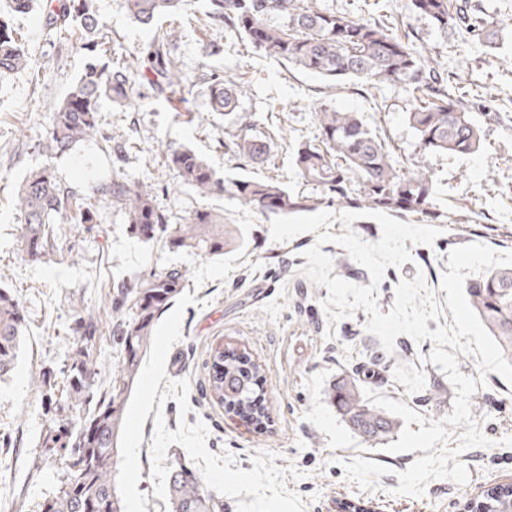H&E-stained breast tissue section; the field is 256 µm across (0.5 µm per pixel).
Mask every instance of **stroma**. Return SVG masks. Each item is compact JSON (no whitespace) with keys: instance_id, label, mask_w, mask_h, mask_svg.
Here are the masks:
<instances>
[{"instance_id":"35a3bbf8","label":"stroma","mask_w":512,"mask_h":512,"mask_svg":"<svg viewBox=\"0 0 512 512\" xmlns=\"http://www.w3.org/2000/svg\"><path fill=\"white\" fill-rule=\"evenodd\" d=\"M466 2L471 10L508 20L494 46L459 27L440 30L412 22L406 0H392V10L399 30H410L414 45L443 73L462 110L477 120L483 113H498V121L484 123L482 145L469 155L429 153L419 147L405 121L414 98L404 87L376 90L348 79L328 81L261 57L246 39L204 20L205 0H191L189 17L163 18L154 26L131 19L125 0H95L117 54L138 53L156 29L168 30L173 55L197 83L182 103L152 89L145 77H135L124 104L103 103L102 137L80 141L69 153L51 154L40 144L52 113L92 55L79 36L47 26L41 9L11 14L38 66L0 80V287L23 302L28 322L16 367L0 381V432L11 433L14 440L13 447H0V512H41L43 501L59 486V467L38 465V442L46 428L41 380L47 372L60 371L76 346L71 302L81 298L98 310L94 357L102 374H116L120 354L111 342L107 288L120 276L171 268L187 271L184 289L195 302L185 308L182 338L166 359L168 379L190 381V410L180 413L177 402L167 400L162 412L168 430H177L183 421H203L208 449L231 454L236 467L246 471L252 470L258 454H273L285 487L302 498L305 512H344L345 504L357 500L368 512H461L467 499L488 487L512 483V447L502 443L512 436V386L497 373H480L476 359L461 354L460 372L485 380L471 397V412L489 444L460 455L468 469L464 484L435 479L423 495L398 493L399 473L420 458V451L390 452L384 445L363 442L341 419L328 392L337 379L371 367L380 372L372 391L406 403L426 419H444L453 411L455 392L439 366L428 360L433 342L401 335L394 351L386 352L366 331L369 316L361 309L329 325L321 305L327 288L300 272L316 234L274 242L269 219L224 196L200 197L166 164L168 149L188 148L217 176L273 177L299 190L303 184L295 174L293 148L298 141L316 138L315 109L327 103L360 113L395 146L401 162L430 175L437 208L457 218L445 225L433 245H411L410 262L386 268L378 305L389 312L399 281L419 274L437 301H444L440 283L452 249L482 243L497 253H512V0ZM214 75L247 82L240 105L261 115L259 132H267L272 123H285L288 137L273 146L267 165L240 169L225 153L232 127L211 108ZM116 165L128 178L154 187L156 203L170 223H184L198 209H220L237 242L223 256L209 257L138 239L124 213L92 193ZM44 167L54 171L62 186L87 195L95 218L89 224L59 221L52 249L32 261L22 242L24 218L15 198L26 175ZM330 327L335 330L331 340L325 337ZM228 346L245 350L263 368L273 421L267 430H255L227 414L210 395L212 355ZM154 426V416H147L137 489L147 497L146 512H166V501L154 495L151 474Z\"/></svg>"}]
</instances>
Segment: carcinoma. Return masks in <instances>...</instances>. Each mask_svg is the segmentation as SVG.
Masks as SVG:
<instances>
[{
	"instance_id": "cac0c4a2",
	"label": "carcinoma",
	"mask_w": 512,
	"mask_h": 512,
	"mask_svg": "<svg viewBox=\"0 0 512 512\" xmlns=\"http://www.w3.org/2000/svg\"><path fill=\"white\" fill-rule=\"evenodd\" d=\"M186 0H126L131 18L151 25L178 12ZM411 18L440 29L462 24L466 32L490 41L494 25L477 13L469 15L452 0H408ZM212 24L246 37L252 48L286 66L319 74L326 79L351 78L378 88L400 84L415 94L416 105L406 122L419 146L429 152L466 155L479 150L483 128L462 111L448 93L444 78L421 52L396 35L388 22L372 13L354 16L323 0H206ZM49 24L75 27L95 37L104 49L112 43L92 0H59L47 12ZM148 61L154 83L187 100L191 82L178 66L170 35L159 30L142 55L112 66L91 64L74 83L52 114L43 149L64 153L77 142L100 131L101 102L122 104L128 99L131 67L142 71ZM34 61L15 36L10 15L0 14V79L26 70ZM244 86L235 77L211 85L212 108L231 120L234 132L225 144L244 167L269 161L274 139L284 138L280 125L260 137L255 114L240 109ZM319 135L294 149L293 162L302 182L320 194L295 191L274 178L220 179L190 149L173 150L166 161L178 180L202 196L224 195L238 206L266 217L290 216L325 204L345 203L358 209L411 215L423 222L451 223L449 212L433 203L434 185L425 172L401 165L387 140L356 112H342L329 104L315 111ZM96 193L120 208L133 234L143 240H162L171 249L205 256L224 255V245L235 240L224 229V212L202 209L183 224H171L160 210L152 188L118 174L99 185ZM24 216L26 254L37 259L55 241L56 219L71 224L91 220V208L75 191L61 186L48 168L28 174L17 192ZM184 270L139 274L112 285V342L120 350L119 374L103 378L92 364L87 348L97 339L95 312L84 302L71 304L78 345L61 369L60 396L45 398L49 425L39 447L45 458H59L60 485L49 499L47 512H124L114 484L118 441L129 396L144 350L158 315L184 287ZM469 304L487 332L512 363V268L493 269L469 281ZM26 329L25 311L17 296L0 288V380L10 376ZM370 375L356 374L338 381L329 398L349 429L373 446L389 438L398 422L373 406L364 395ZM261 367L235 349L217 350L209 379L211 396L227 413L255 428L269 425L266 392L260 384ZM75 412V422L62 414ZM169 512H223L220 500L206 492L196 471L174 461L167 490ZM464 512H512V484H497L481 497L465 503Z\"/></svg>"
}]
</instances>
